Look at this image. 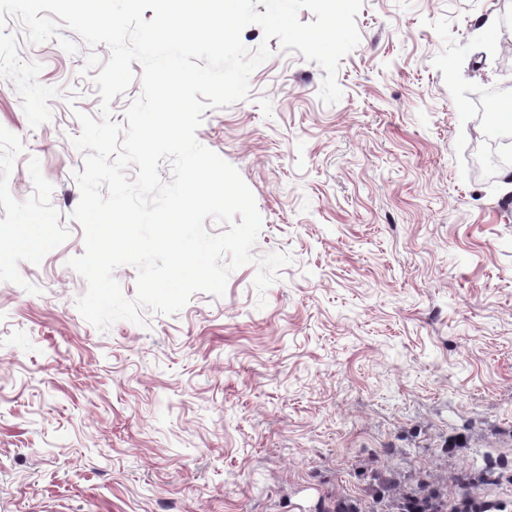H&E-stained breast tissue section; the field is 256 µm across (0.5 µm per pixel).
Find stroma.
Segmentation results:
<instances>
[{"instance_id":"35a3bbf8","label":"stroma","mask_w":512,"mask_h":512,"mask_svg":"<svg viewBox=\"0 0 512 512\" xmlns=\"http://www.w3.org/2000/svg\"><path fill=\"white\" fill-rule=\"evenodd\" d=\"M355 21L338 103L252 24L270 59L196 132L254 195L253 255L291 256L265 294L249 264L223 297L102 332L68 261L72 139L110 52L8 19L58 94L34 129L0 79V226L50 227L34 254L0 240V512L386 510L423 477L512 506V193L486 128L512 95V0H364ZM489 464L498 482L468 483Z\"/></svg>"}]
</instances>
